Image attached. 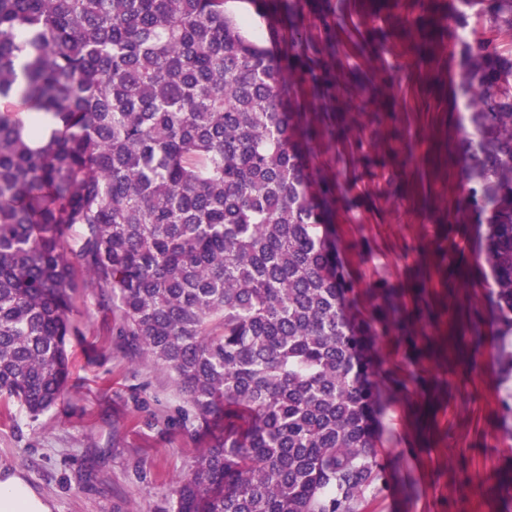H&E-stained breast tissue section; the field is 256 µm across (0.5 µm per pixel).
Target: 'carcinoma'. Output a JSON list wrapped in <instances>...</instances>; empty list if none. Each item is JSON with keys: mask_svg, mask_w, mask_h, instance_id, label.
I'll use <instances>...</instances> for the list:
<instances>
[{"mask_svg": "<svg viewBox=\"0 0 512 512\" xmlns=\"http://www.w3.org/2000/svg\"><path fill=\"white\" fill-rule=\"evenodd\" d=\"M226 0H0V414L52 409L71 376L85 276L192 422L224 433L167 512H369L389 490L379 417L409 379L379 332L417 344L393 294L360 309L336 239L328 137L297 101L332 64L296 5L256 0L276 57ZM457 16L465 194L512 332V0ZM40 113L50 127L28 126Z\"/></svg>", "mask_w": 512, "mask_h": 512, "instance_id": "cac0c4a2", "label": "carcinoma"}]
</instances>
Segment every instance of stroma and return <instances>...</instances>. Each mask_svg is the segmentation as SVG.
I'll return each instance as SVG.
<instances>
[{
  "label": "stroma",
  "instance_id": "obj_1",
  "mask_svg": "<svg viewBox=\"0 0 512 512\" xmlns=\"http://www.w3.org/2000/svg\"><path fill=\"white\" fill-rule=\"evenodd\" d=\"M459 0H306L343 26L337 93L302 97L336 132L315 145L337 173L336 237L356 294L394 289L414 311L425 358L396 337L385 369L421 385L393 396L378 451L391 483L372 512H512V335L484 286L483 232L460 209ZM71 385L38 419L0 417V471L20 473L52 512H163L208 438L186 424L171 373L126 346L96 291H76Z\"/></svg>",
  "mask_w": 512,
  "mask_h": 512
}]
</instances>
